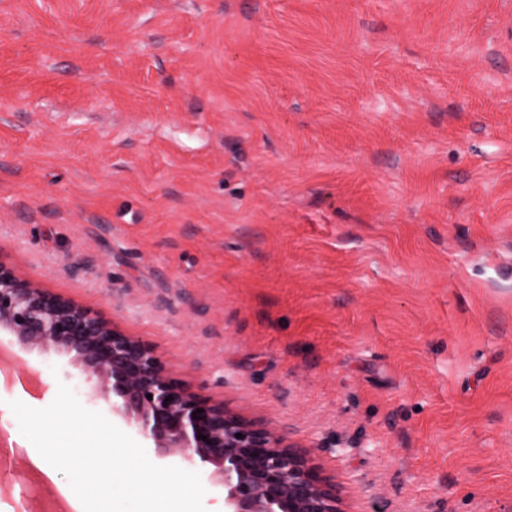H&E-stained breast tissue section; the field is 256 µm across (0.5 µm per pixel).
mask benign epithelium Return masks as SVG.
Returning a JSON list of instances; mask_svg holds the SVG:
<instances>
[{
    "mask_svg": "<svg viewBox=\"0 0 512 512\" xmlns=\"http://www.w3.org/2000/svg\"><path fill=\"white\" fill-rule=\"evenodd\" d=\"M2 330L44 354L72 355L95 394L112 398L113 413L162 454L198 462L224 485V512H345L336 479L309 453L190 392L149 344L0 263Z\"/></svg>",
    "mask_w": 512,
    "mask_h": 512,
    "instance_id": "7a95c632",
    "label": "benign epithelium"
}]
</instances>
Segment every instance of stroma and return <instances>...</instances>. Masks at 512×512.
Instances as JSON below:
<instances>
[{"mask_svg": "<svg viewBox=\"0 0 512 512\" xmlns=\"http://www.w3.org/2000/svg\"><path fill=\"white\" fill-rule=\"evenodd\" d=\"M0 262L310 449L354 512H512V0H0ZM0 512L71 355L0 333Z\"/></svg>", "mask_w": 512, "mask_h": 512, "instance_id": "stroma-1", "label": "stroma"}]
</instances>
